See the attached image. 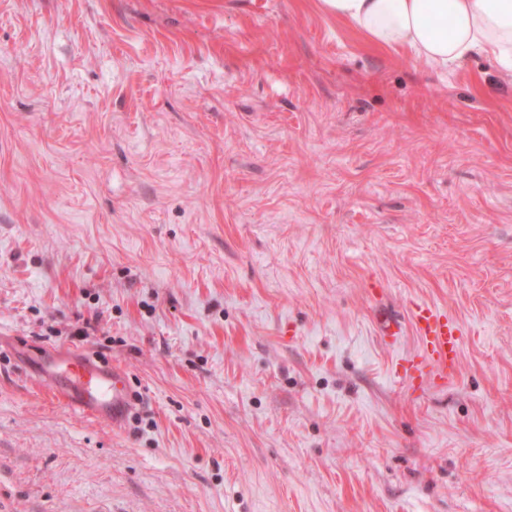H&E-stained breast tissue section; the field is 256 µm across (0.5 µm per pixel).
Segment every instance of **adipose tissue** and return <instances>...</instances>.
I'll return each instance as SVG.
<instances>
[{"label":"adipose tissue","instance_id":"adipose-tissue-1","mask_svg":"<svg viewBox=\"0 0 512 512\" xmlns=\"http://www.w3.org/2000/svg\"><path fill=\"white\" fill-rule=\"evenodd\" d=\"M375 47L410 51L440 71L484 57L512 74V0H319Z\"/></svg>","mask_w":512,"mask_h":512}]
</instances>
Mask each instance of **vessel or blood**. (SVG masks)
Returning <instances> with one entry per match:
<instances>
[{"label":"vessel or blood","instance_id":"b4317fda","mask_svg":"<svg viewBox=\"0 0 512 512\" xmlns=\"http://www.w3.org/2000/svg\"><path fill=\"white\" fill-rule=\"evenodd\" d=\"M410 319L422 354L419 359H408L407 371L447 379L456 364L461 326L439 308L424 303L416 305ZM41 380L63 405L115 426L132 409L126 372L84 349L51 363Z\"/></svg>","mask_w":512,"mask_h":512}]
</instances>
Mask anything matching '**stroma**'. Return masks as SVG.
<instances>
[{
    "mask_svg": "<svg viewBox=\"0 0 512 512\" xmlns=\"http://www.w3.org/2000/svg\"><path fill=\"white\" fill-rule=\"evenodd\" d=\"M77 348L137 420L49 395ZM0 512H512V79L318 0H0ZM412 325L422 344V354L406 359L402 365L405 373H429L439 379H448V371L453 370L462 335L459 323L439 308L419 304L410 313ZM426 370V371H425Z\"/></svg>",
    "mask_w": 512,
    "mask_h": 512,
    "instance_id": "1",
    "label": "stroma"
}]
</instances>
